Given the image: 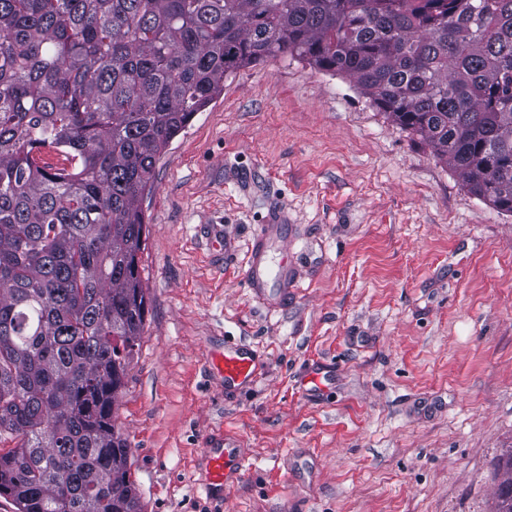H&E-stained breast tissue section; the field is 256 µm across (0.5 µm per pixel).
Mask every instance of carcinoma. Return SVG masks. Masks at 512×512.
<instances>
[{
	"mask_svg": "<svg viewBox=\"0 0 512 512\" xmlns=\"http://www.w3.org/2000/svg\"><path fill=\"white\" fill-rule=\"evenodd\" d=\"M280 56L350 78L512 214V0H0V495L17 512H135L114 413L149 311L140 202L224 77Z\"/></svg>",
	"mask_w": 512,
	"mask_h": 512,
	"instance_id": "1",
	"label": "carcinoma"
}]
</instances>
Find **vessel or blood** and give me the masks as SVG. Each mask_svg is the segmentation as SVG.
Returning <instances> with one entry per match:
<instances>
[{"mask_svg": "<svg viewBox=\"0 0 512 512\" xmlns=\"http://www.w3.org/2000/svg\"><path fill=\"white\" fill-rule=\"evenodd\" d=\"M279 211H271L261 224L251 249L244 279L255 295H263L269 258L267 241L272 225L281 223ZM211 369L224 382L225 391H232L250 384L260 367V358L255 351L238 346L225 348L211 354ZM205 470L203 488L215 500H223L224 491L231 477L243 475L247 460L237 439L218 434L213 436L201 457Z\"/></svg>", "mask_w": 512, "mask_h": 512, "instance_id": "1", "label": "vessel or blood"}]
</instances>
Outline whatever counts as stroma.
<instances>
[{
	"instance_id": "35a3bbf8",
	"label": "stroma",
	"mask_w": 512,
	"mask_h": 512,
	"mask_svg": "<svg viewBox=\"0 0 512 512\" xmlns=\"http://www.w3.org/2000/svg\"><path fill=\"white\" fill-rule=\"evenodd\" d=\"M267 299L243 283L269 205ZM150 299L116 423L142 512H494L512 449V215L468 193L350 79L278 57L224 89L156 164ZM297 288L277 305L282 266ZM262 365L225 395L209 357ZM333 364L328 395L303 392ZM250 467L207 496L208 438Z\"/></svg>"
}]
</instances>
